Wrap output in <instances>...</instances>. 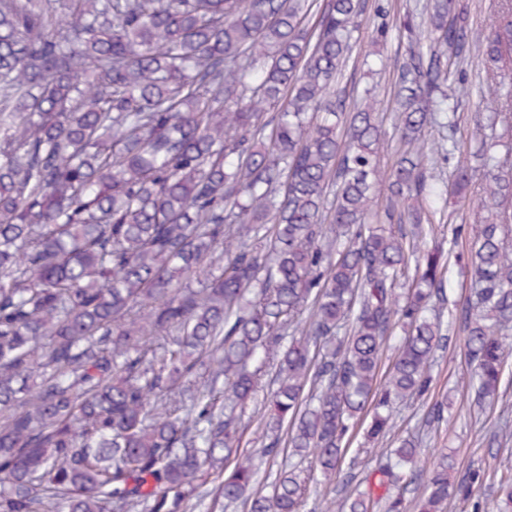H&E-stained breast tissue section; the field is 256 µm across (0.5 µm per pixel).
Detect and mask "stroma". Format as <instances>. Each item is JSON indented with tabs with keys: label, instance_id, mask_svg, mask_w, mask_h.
I'll return each mask as SVG.
<instances>
[{
	"label": "stroma",
	"instance_id": "obj_1",
	"mask_svg": "<svg viewBox=\"0 0 512 512\" xmlns=\"http://www.w3.org/2000/svg\"><path fill=\"white\" fill-rule=\"evenodd\" d=\"M427 0H384L388 7L389 30L380 39L382 65L368 70L363 63L366 50L375 38L373 21H366L355 35L350 58L343 69L341 82L347 87L372 89L377 100V112L382 128L390 137L388 146L380 157L381 168H391L401 152V145L393 137L394 82L408 58V42L401 26L407 12L426 4ZM462 78L470 93L459 101V120L456 138L462 150L471 153L470 194L467 198H449L445 217L438 224L435 239L447 242L456 227H463L459 249H466L478 225L488 223L491 214L481 206L479 198L486 181V171L480 159L474 158L475 147L469 141L476 124L487 123L495 112V105L485 99L487 85L500 88L502 93H512V69L498 68L488 61L483 43L474 42L470 53L461 66ZM473 366L467 356L464 335L452 329L447 342L440 347L433 362V381L425 395L394 403L393 428L386 438L379 440L377 448L367 446L364 428H357L347 441L343 469L349 479L331 485L311 484L303 512H336L339 503L353 491L366 489L376 479V471L382 463V449L396 441L409 438L417 441L420 450L417 467L420 478L404 493L407 512H419L417 503L423 493L421 478L432 468L441 453L454 455L459 475L473 470L482 471L484 481L474 496L484 505V512H499L496 487L501 478L512 477V361L504 367L495 399L485 404L483 410L474 407L472 388ZM447 400L448 411L443 421L427 424L426 414L438 400Z\"/></svg>",
	"mask_w": 512,
	"mask_h": 512
}]
</instances>
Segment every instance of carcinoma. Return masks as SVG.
Wrapping results in <instances>:
<instances>
[{
  "instance_id": "obj_1",
  "label": "carcinoma",
  "mask_w": 512,
  "mask_h": 512,
  "mask_svg": "<svg viewBox=\"0 0 512 512\" xmlns=\"http://www.w3.org/2000/svg\"><path fill=\"white\" fill-rule=\"evenodd\" d=\"M66 2L58 15L0 0V512H187L213 477L226 510L245 499L250 512H300L307 458L340 478L366 407L379 436L390 405L430 386L457 238L446 252L417 244L426 199L441 195L425 160L460 147L429 130L440 114L454 127L458 96L443 85L469 43L512 62V0L487 34L448 23L453 0H436L425 44L403 22L395 129L409 150L389 170L370 93L340 133L365 0H324L313 27L315 0ZM471 139L493 168L481 204L494 223L472 241L456 321L480 404L512 356V174L484 126ZM203 354L213 370L200 387ZM272 362V436L241 455L236 407ZM284 424L298 460L257 490ZM417 456L401 440L381 492L342 508L405 512ZM454 470L441 454L421 512L472 499L483 476Z\"/></svg>"
}]
</instances>
